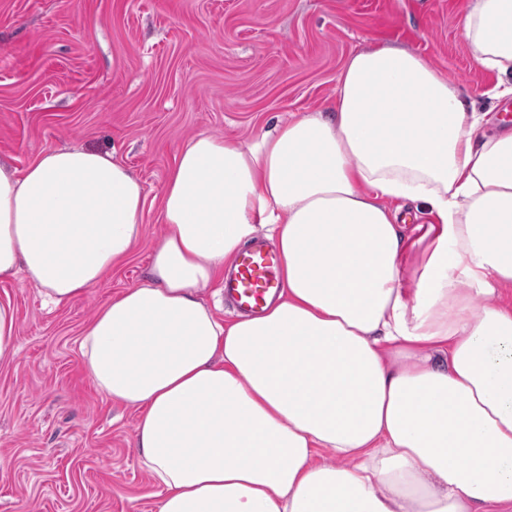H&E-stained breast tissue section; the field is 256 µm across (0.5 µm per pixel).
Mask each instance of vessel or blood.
Wrapping results in <instances>:
<instances>
[{"label":"vessel or blood","mask_w":512,"mask_h":512,"mask_svg":"<svg viewBox=\"0 0 512 512\" xmlns=\"http://www.w3.org/2000/svg\"><path fill=\"white\" fill-rule=\"evenodd\" d=\"M284 288L278 251L263 239L240 252L224 278V294L243 314L262 315L269 300L277 298Z\"/></svg>","instance_id":"1"}]
</instances>
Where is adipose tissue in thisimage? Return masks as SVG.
I'll return each instance as SVG.
<instances>
[{
	"instance_id": "obj_1",
	"label": "adipose tissue",
	"mask_w": 512,
	"mask_h": 512,
	"mask_svg": "<svg viewBox=\"0 0 512 512\" xmlns=\"http://www.w3.org/2000/svg\"><path fill=\"white\" fill-rule=\"evenodd\" d=\"M460 34L512 96V0H471ZM483 122L424 57L384 45L349 58L330 110L180 149L146 281L80 338L86 375L138 412L158 512L512 504V133ZM146 200L113 153L0 164V280L82 298L132 254ZM399 201L428 218L418 241ZM261 228L285 293L224 321L200 291Z\"/></svg>"
}]
</instances>
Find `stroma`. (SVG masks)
<instances>
[{
    "mask_svg": "<svg viewBox=\"0 0 512 512\" xmlns=\"http://www.w3.org/2000/svg\"><path fill=\"white\" fill-rule=\"evenodd\" d=\"M469 3L0 0V162L113 152L148 192L140 243L83 299L47 309L33 286L0 282L19 324L18 357L0 364V512H156L137 413L97 391L77 341L102 304L144 280L182 144L247 138L274 117L329 107L349 57L380 44L420 54L479 108L512 116L461 38Z\"/></svg>",
    "mask_w": 512,
    "mask_h": 512,
    "instance_id": "35a3bbf8",
    "label": "stroma"
}]
</instances>
